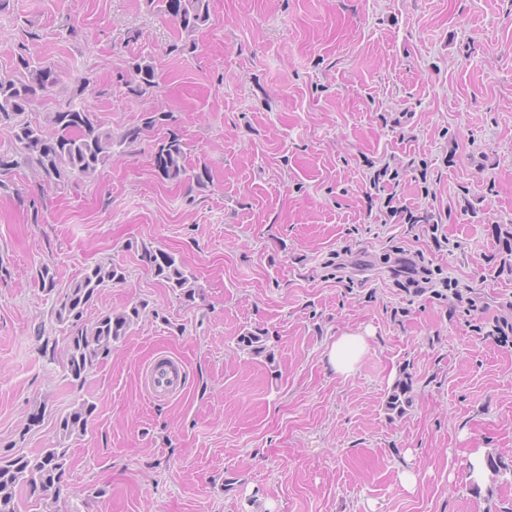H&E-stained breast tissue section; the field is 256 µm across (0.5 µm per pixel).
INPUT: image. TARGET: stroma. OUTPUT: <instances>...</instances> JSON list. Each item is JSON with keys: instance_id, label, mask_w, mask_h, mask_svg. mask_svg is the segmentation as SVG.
Instances as JSON below:
<instances>
[{"instance_id": "35a3bbf8", "label": "stroma", "mask_w": 512, "mask_h": 512, "mask_svg": "<svg viewBox=\"0 0 512 512\" xmlns=\"http://www.w3.org/2000/svg\"><path fill=\"white\" fill-rule=\"evenodd\" d=\"M195 50L144 0H9L0 71L19 54L60 76L25 118L80 100L113 134L168 112L169 128L116 148L94 176L44 187L16 169L0 192V456L54 447L57 420L93 403L57 512H512V473L472 487V448L512 465V0H210ZM152 59L159 86L125 82ZM207 170L205 185L163 179L167 129ZM389 164L383 188L371 176ZM424 215L408 225L383 204ZM176 253L196 278L185 303L142 260ZM424 256L451 291L414 294L391 256ZM100 262L124 283L89 317L140 305L111 353L72 385L69 330L51 317L37 273L57 292ZM263 330L267 351L240 336ZM370 331L355 372L325 362L331 337ZM181 361L187 384L150 398L141 372ZM405 413L388 411L397 379ZM40 424L28 423L37 407ZM419 472L406 491L398 470Z\"/></svg>"}]
</instances>
